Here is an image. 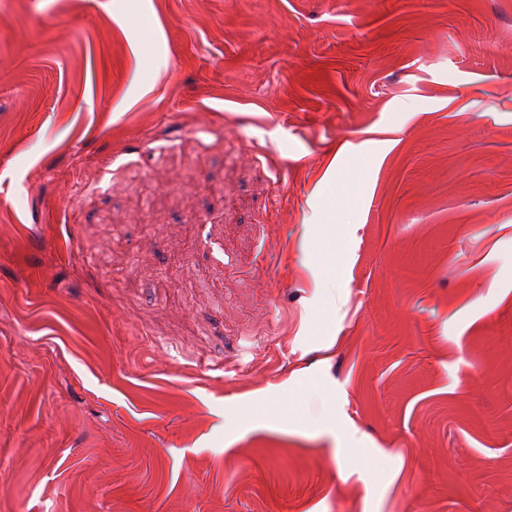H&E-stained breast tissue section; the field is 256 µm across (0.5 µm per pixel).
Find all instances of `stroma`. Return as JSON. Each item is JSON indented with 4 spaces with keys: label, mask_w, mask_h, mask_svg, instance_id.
<instances>
[{
    "label": "stroma",
    "mask_w": 512,
    "mask_h": 512,
    "mask_svg": "<svg viewBox=\"0 0 512 512\" xmlns=\"http://www.w3.org/2000/svg\"><path fill=\"white\" fill-rule=\"evenodd\" d=\"M0 512H512V0H0Z\"/></svg>",
    "instance_id": "1"
}]
</instances>
